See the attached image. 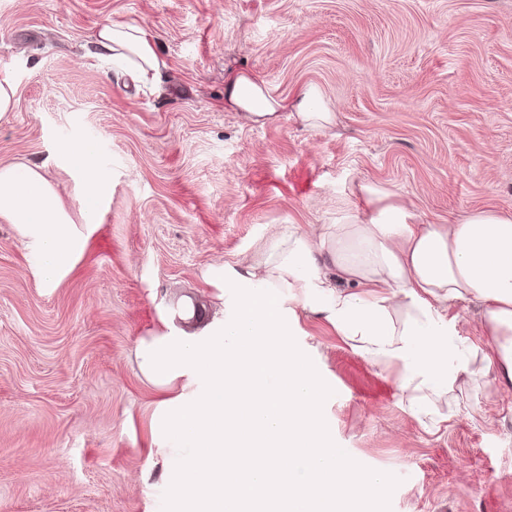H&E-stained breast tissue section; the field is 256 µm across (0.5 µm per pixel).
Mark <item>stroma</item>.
Returning a JSON list of instances; mask_svg holds the SVG:
<instances>
[{
    "label": "stroma",
    "mask_w": 512,
    "mask_h": 512,
    "mask_svg": "<svg viewBox=\"0 0 512 512\" xmlns=\"http://www.w3.org/2000/svg\"><path fill=\"white\" fill-rule=\"evenodd\" d=\"M145 24L165 62L136 85L90 56L96 31ZM246 72L272 96L319 87L336 120L262 126L224 102ZM0 167L59 190L82 245L53 282L41 251L0 218V512H171L172 448L139 339L185 328L189 298L224 312L211 271L255 257L288 225L363 208L371 183L417 224L512 214V0H0ZM94 151L105 190L85 207ZM472 374L417 417L396 371L301 319L300 352L328 387L327 437L388 479L358 512H512V394L481 349L474 307L453 305Z\"/></svg>",
    "instance_id": "stroma-1"
}]
</instances>
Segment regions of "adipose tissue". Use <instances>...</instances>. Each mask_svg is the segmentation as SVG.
I'll use <instances>...</instances> for the list:
<instances>
[{
  "label": "adipose tissue",
  "mask_w": 512,
  "mask_h": 512,
  "mask_svg": "<svg viewBox=\"0 0 512 512\" xmlns=\"http://www.w3.org/2000/svg\"><path fill=\"white\" fill-rule=\"evenodd\" d=\"M93 53L125 63L144 84L162 66L156 34L144 25L101 27ZM224 99L260 125L284 110L310 129L335 120L313 86L289 103L240 73ZM359 191L368 213L311 231L291 227L256 262L218 267L232 290L222 334L166 332L138 344L139 368L155 384L209 378L203 396L167 416L173 435L195 441L194 454L165 475L173 512H355L386 488L383 474L353 465L325 436L327 390L295 347L298 311L322 318L373 365L397 367L402 394L424 413L471 374L448 309L476 304L488 366L512 391V214L414 224L384 189ZM0 218L39 240L47 279L78 246L58 190L33 168H0Z\"/></svg>",
  "instance_id": "ef3b65f1"
}]
</instances>
